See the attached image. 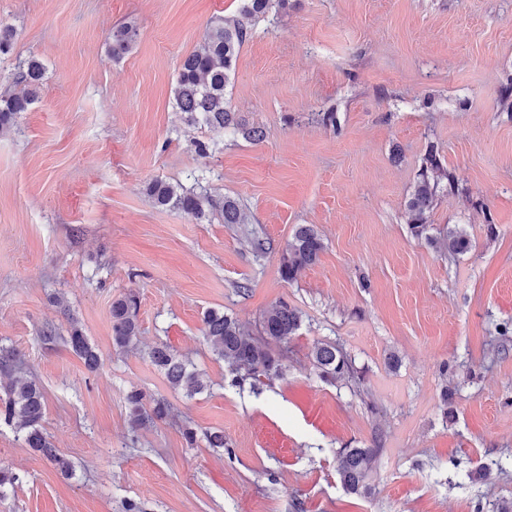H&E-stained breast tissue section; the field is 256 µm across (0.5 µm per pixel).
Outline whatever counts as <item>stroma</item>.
Instances as JSON below:
<instances>
[{"instance_id": "stroma-1", "label": "stroma", "mask_w": 512, "mask_h": 512, "mask_svg": "<svg viewBox=\"0 0 512 512\" xmlns=\"http://www.w3.org/2000/svg\"><path fill=\"white\" fill-rule=\"evenodd\" d=\"M241 0H0L14 33L0 92L31 56L37 99L0 135V345L46 395L43 433L72 475L0 424V467L20 478L0 512H494L512 502V0H288L257 21L227 87L255 143L185 124L181 63ZM138 31L121 59L108 36ZM335 113L336 126L321 123ZM436 148L429 237L465 229L450 255L411 235L405 204ZM155 181L245 205L243 224L159 207ZM324 243L286 282L299 225ZM495 236H487V225ZM268 243L254 251L252 240ZM139 298V335L112 345V303ZM303 313L281 376L230 386L203 335L214 309L258 327ZM78 323L89 372L62 340ZM59 339L43 342V329ZM354 380L322 379L319 343ZM164 343L209 387L187 397L148 359ZM171 415L131 431L125 396ZM452 417H445V410ZM223 431L231 453L188 447L183 424ZM379 445L370 495L345 491L341 449Z\"/></svg>"}]
</instances>
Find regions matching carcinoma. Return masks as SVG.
<instances>
[{"mask_svg":"<svg viewBox=\"0 0 512 512\" xmlns=\"http://www.w3.org/2000/svg\"><path fill=\"white\" fill-rule=\"evenodd\" d=\"M275 4L283 7L286 0H243L240 16L226 17L211 26L203 48L184 59L174 89V106L186 124L204 123L215 130L240 134L251 141L263 138L262 130L248 127L245 120L230 109L226 102V87L239 51L251 34L247 20L265 16ZM136 38L137 32L131 26L113 31L108 38L110 53L114 57L123 56L132 48ZM43 75V64L34 56L20 66L15 83L21 87V91L0 97L1 134L9 132L17 114L27 111L34 103ZM442 180L451 185L454 176L443 167L435 149L431 148L406 202L407 224L417 238L427 230L436 190ZM147 192L152 201L161 207L176 206L198 218L217 212L226 224L246 223L243 206L235 197L226 196L217 200L204 189L197 191L161 181L150 184ZM429 242L451 254H462L470 248L469 236L460 228L450 229L442 237L431 238ZM323 248L321 237L312 227L298 226L282 252L279 267L281 279L293 281L301 270L316 263ZM137 309L138 301L132 294L112 302V342L115 347L125 349L137 339ZM301 322L302 314L297 308L280 302L264 313L260 337L257 338L232 316L210 310L203 317V334L212 353L228 365L232 375L230 385L242 389L249 379L282 373L280 354L272 350L270 344L288 343L300 329ZM64 341L83 360L87 369L93 371L98 368L100 355L76 323H71ZM149 359L174 388L185 391L187 396L192 397L206 388L202 374L168 347L152 348ZM312 359L324 378L348 379L352 374L351 361L334 344L315 346ZM19 363L21 355L18 350L0 347V374L14 371ZM126 402L130 426L134 430L170 415V405L166 401L149 399L138 390L129 392ZM44 414L43 389L30 379L12 380L0 397V423L14 427L23 434L28 447L42 453L60 470L68 472L71 463L56 453L43 435ZM379 452L380 448L376 445L345 448L340 452L338 474L348 493L364 496L370 492L369 479Z\"/></svg>","mask_w":512,"mask_h":512,"instance_id":"1","label":"carcinoma"}]
</instances>
